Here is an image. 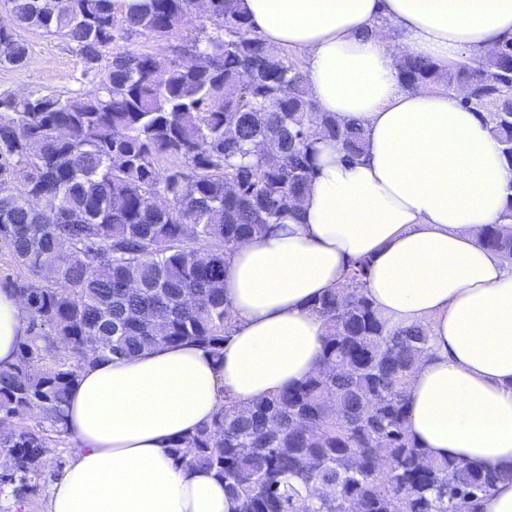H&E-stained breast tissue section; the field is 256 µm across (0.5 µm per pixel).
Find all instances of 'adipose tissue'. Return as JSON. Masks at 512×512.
<instances>
[{"mask_svg":"<svg viewBox=\"0 0 512 512\" xmlns=\"http://www.w3.org/2000/svg\"><path fill=\"white\" fill-rule=\"evenodd\" d=\"M258 36L304 56L318 111L361 127L346 159L316 137L295 214L245 241L224 268L233 335L222 360L194 344L86 367L64 406L74 441L46 512H233L213 472L171 446L316 372L325 327L308 304L370 263L368 292L390 324H428L433 355L412 378L407 426L435 458L512 466V262L486 249L512 184L489 125L448 95L403 89L405 54L480 63L512 41V0H240ZM25 311L0 288V366L14 363Z\"/></svg>","mask_w":512,"mask_h":512,"instance_id":"adipose-tissue-1","label":"adipose tissue"}]
</instances>
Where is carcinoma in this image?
I'll return each mask as SVG.
<instances>
[{"label":"carcinoma","instance_id":"obj_1","mask_svg":"<svg viewBox=\"0 0 512 512\" xmlns=\"http://www.w3.org/2000/svg\"><path fill=\"white\" fill-rule=\"evenodd\" d=\"M0 62L25 60L22 33L74 44L92 97L0 93V248L17 269L4 287L28 314L15 363L0 368V455L15 464L0 486L31 488L47 449L42 416L64 427L80 370L195 343L223 355L232 329L224 265L243 241L295 209L312 174L311 129L350 157L362 130L315 111L300 68L272 53L238 10L211 0L217 32L184 36L170 58L118 51L119 36H178L192 0H0ZM203 56L208 66L199 68ZM407 90L448 95L483 114L512 166V44L474 66L441 69L404 56ZM47 211L58 220L48 224ZM503 223L482 244L512 260V183ZM370 264L354 261L309 311L326 327L317 374L252 406L224 399L213 422L172 447L224 479L237 512H476L508 473L432 460L406 428L409 386L433 348L428 325L393 326L367 292Z\"/></svg>","mask_w":512,"mask_h":512}]
</instances>
